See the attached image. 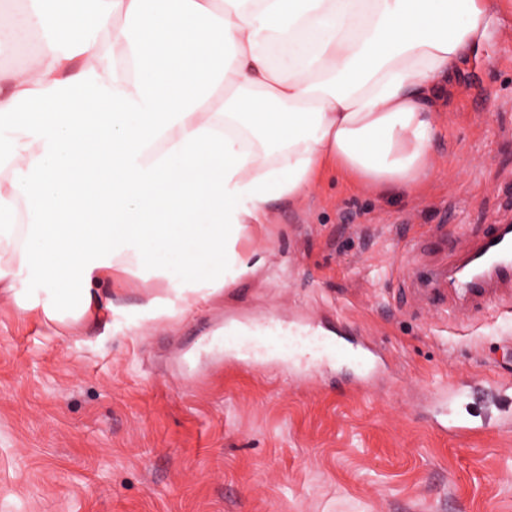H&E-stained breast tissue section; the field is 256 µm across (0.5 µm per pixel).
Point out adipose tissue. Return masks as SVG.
I'll list each match as a JSON object with an SVG mask.
<instances>
[{
	"mask_svg": "<svg viewBox=\"0 0 512 512\" xmlns=\"http://www.w3.org/2000/svg\"><path fill=\"white\" fill-rule=\"evenodd\" d=\"M0 71V294L52 320L148 273L189 304L255 267L239 241L334 164L382 191L431 172L433 107L490 0H22Z\"/></svg>",
	"mask_w": 512,
	"mask_h": 512,
	"instance_id": "1",
	"label": "adipose tissue"
}]
</instances>
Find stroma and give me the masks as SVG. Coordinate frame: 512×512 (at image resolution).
Here are the masks:
<instances>
[{"label":"stroma","mask_w":512,"mask_h":512,"mask_svg":"<svg viewBox=\"0 0 512 512\" xmlns=\"http://www.w3.org/2000/svg\"><path fill=\"white\" fill-rule=\"evenodd\" d=\"M472 71L437 106L415 194L325 167L241 242L255 270L205 302L128 275L105 320L59 323L1 295L0 512H512V431L480 389L512 380V316L498 296L433 307L402 265L409 245L454 265L512 222V0ZM270 314L340 329L387 370L359 389L357 359L281 360L254 334Z\"/></svg>","instance_id":"stroma-1"}]
</instances>
